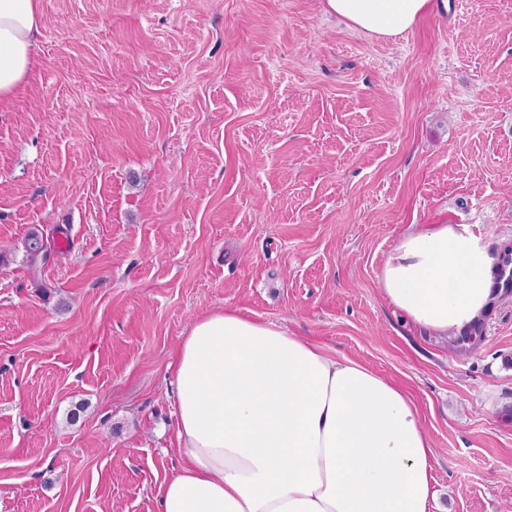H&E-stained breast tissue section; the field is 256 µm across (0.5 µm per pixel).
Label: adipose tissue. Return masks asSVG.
<instances>
[{
	"label": "adipose tissue",
	"instance_id": "adipose-tissue-1",
	"mask_svg": "<svg viewBox=\"0 0 512 512\" xmlns=\"http://www.w3.org/2000/svg\"><path fill=\"white\" fill-rule=\"evenodd\" d=\"M448 0H324L374 39ZM41 0H0V106L23 87ZM379 280L385 301L436 336L464 331L497 290L487 245L449 224L405 233ZM182 464L160 512H430L435 451L407 390L287 328L227 308L196 319L175 355Z\"/></svg>",
	"mask_w": 512,
	"mask_h": 512
}]
</instances>
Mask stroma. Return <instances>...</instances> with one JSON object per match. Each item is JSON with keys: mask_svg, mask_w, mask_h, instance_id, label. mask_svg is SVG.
I'll use <instances>...</instances> for the list:
<instances>
[{"mask_svg": "<svg viewBox=\"0 0 512 512\" xmlns=\"http://www.w3.org/2000/svg\"><path fill=\"white\" fill-rule=\"evenodd\" d=\"M0 108V512H159L171 364L234 308L402 385L437 512L512 503V294L462 344L378 275L412 224L512 244V0L375 41L324 0H41ZM67 255L39 272L35 231ZM23 262L31 271H37L40 265H44L51 255V248L43 236L37 232L30 233L22 243Z\"/></svg>", "mask_w": 512, "mask_h": 512, "instance_id": "1", "label": "stroma"}]
</instances>
